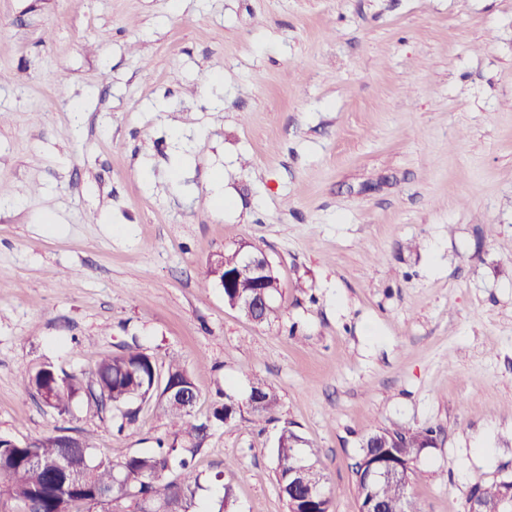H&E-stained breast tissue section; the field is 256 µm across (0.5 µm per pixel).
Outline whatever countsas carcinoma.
Here are the masks:
<instances>
[{
	"label": "carcinoma",
	"mask_w": 512,
	"mask_h": 512,
	"mask_svg": "<svg viewBox=\"0 0 512 512\" xmlns=\"http://www.w3.org/2000/svg\"><path fill=\"white\" fill-rule=\"evenodd\" d=\"M173 381L194 387L191 373L179 360H171L162 376L151 357L137 345L104 357L89 372H68L47 364L22 373L20 385L39 394L45 406L60 413L68 411L72 400L83 395L97 409L112 412V430L121 434L136 416L130 404L153 400L176 432L172 440L158 441L157 448L148 453L133 455L121 463L97 458L89 465L76 447L78 442L92 447L86 437L74 442L56 434L20 442L0 436V512H143L145 504L156 512H191L197 491L203 489L192 460L201 450L209 425L197 422L192 410L166 395ZM252 390L262 395L257 406L245 407L232 394L219 392L224 401L214 408L211 418L229 424L247 412L259 419H272L280 401L276 388L259 381ZM385 433L400 440V463L410 470L417 461V444L435 430L400 426ZM301 442L291 426L281 429L275 448L280 492L291 512H330L320 451L303 448ZM301 453L309 460L302 478L307 483L321 484L324 496L320 499L307 500L303 488L292 489L297 479L294 467ZM471 494L481 500L484 512H502L497 482H479ZM380 495L385 512H421L410 494L405 505H400L401 492L395 485L382 487Z\"/></svg>",
	"instance_id": "obj_1"
}]
</instances>
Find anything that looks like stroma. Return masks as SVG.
I'll list each match as a JSON object with an SVG mask.
<instances>
[{
  "label": "stroma",
  "mask_w": 512,
  "mask_h": 512,
  "mask_svg": "<svg viewBox=\"0 0 512 512\" xmlns=\"http://www.w3.org/2000/svg\"><path fill=\"white\" fill-rule=\"evenodd\" d=\"M241 245L281 283L264 324L205 275ZM133 341L183 361L202 420L277 388L195 459L235 512H287V423L330 512H359L360 442L394 426L435 430L422 512L512 475V0H0V436L115 463L173 439L153 405L117 435L19 384ZM258 390L262 395V402L258 406L246 405V409L239 403L237 398L227 391H220L219 395L224 398V401L216 406L212 412L211 418L215 421L229 424L236 422L239 418H243V412L259 419H273L276 413L280 397L274 386L266 382L257 381L251 391ZM302 438L291 428L285 425L279 434L277 447L275 448L276 474L280 492L285 497L288 509L297 512H329L330 497L327 486V477L320 460V451L317 448L300 447ZM299 451L309 460V468L305 474H301L305 466L301 465L296 472L308 484L311 482L320 483L324 492L319 488H311L310 496L322 497L317 500H306L303 496V488L296 489V494L292 493V486L299 477L294 471L297 465ZM324 494V496H323Z\"/></svg>",
  "instance_id": "stroma-1"
}]
</instances>
